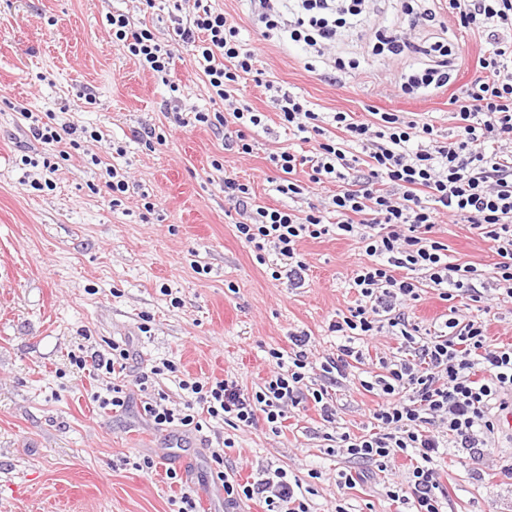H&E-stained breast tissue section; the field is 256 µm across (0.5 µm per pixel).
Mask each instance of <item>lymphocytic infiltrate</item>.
Listing matches in <instances>:
<instances>
[{
    "instance_id": "f902f5d3",
    "label": "lymphocytic infiltrate",
    "mask_w": 512,
    "mask_h": 512,
    "mask_svg": "<svg viewBox=\"0 0 512 512\" xmlns=\"http://www.w3.org/2000/svg\"><path fill=\"white\" fill-rule=\"evenodd\" d=\"M265 39L306 47L324 58L337 34L367 40L373 55L408 61L395 86L416 97L448 87L461 49L448 37L418 41L414 33L438 24L434 10L402 0L398 29L367 28L365 0H248ZM460 28L485 34L491 49L478 60L475 77L453 103L456 133L445 139L430 120L402 112H380L373 120L349 112L323 114L301 96L266 83L269 99L294 136L315 142L313 155L291 151L271 155L284 180L275 192L288 196L321 191V203L305 210H279L256 203L247 184L228 177L224 200L237 216L235 229L252 246L258 262L274 254L273 279L290 287L306 283L309 265L298 250L303 238L329 234L354 240L361 261L350 286L359 298L348 314L329 323L342 336L335 353L312 365L306 331L289 334L288 352L271 351L273 367L262 387L244 391L228 379L180 380L187 393L183 408L161 402L144 413L160 430L184 427L202 431L201 416L245 429L265 419L271 432L293 409L318 404L321 418L336 426L338 413L328 400L329 386L350 375L362 352L356 343L381 334L401 341L400 354L380 358L381 374L362 381L378 396L371 413L373 428L361 436L338 434L337 450L350 459L386 471L390 462L409 455L404 481L389 483L386 495L411 505L413 512H443L447 493L437 462L450 449L465 450L483 463L493 453L492 439L501 411L512 408V344L490 342L485 321L454 306L456 298L473 303L512 302V0H448ZM113 44L153 75L167 78L173 57L154 33L123 13L109 16ZM179 42L193 47L211 97L228 102L225 111L195 112L186 119L173 112L177 126L195 122L223 131L224 148L253 151L252 131L262 123L251 107L232 101L245 76L257 73L258 55L239 38V30L210 0H193L189 20L178 23ZM340 130L332 137L328 128ZM33 140L65 143L61 160H69L82 140H101L100 131L76 124L56 128L46 122L29 127ZM308 166L307 182L294 180L297 166ZM468 223L475 236L492 243L498 257L491 272L450 262L448 247L436 237L444 219ZM449 302L448 316L437 331L421 330L408 309L422 286ZM318 367L323 387L308 384ZM224 512L240 503L263 500L268 512H308L302 483L283 469L263 471L260 479L223 480Z\"/></svg>"
}]
</instances>
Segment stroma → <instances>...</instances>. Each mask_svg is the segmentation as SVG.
Masks as SVG:
<instances>
[{"instance_id": "obj_1", "label": "stroma", "mask_w": 512, "mask_h": 512, "mask_svg": "<svg viewBox=\"0 0 512 512\" xmlns=\"http://www.w3.org/2000/svg\"><path fill=\"white\" fill-rule=\"evenodd\" d=\"M176 0H0V512H172V499L190 493L206 512H224V491L213 472L246 481L264 468H283L309 486L310 512H409L391 501L385 486L404 476L409 460L398 457L395 473L346 458L324 440L320 409L291 412L279 433L265 423L235 430L211 422L202 431H159L143 411L165 394L179 407V380L232 379L255 391L271 369L270 350L288 348V333L311 335L313 363L334 352L339 339L328 330L337 314L354 306L350 279L359 262L355 241L336 235L306 238L299 245L309 271L304 287L276 281L237 235L224 209V178L251 184L258 204L306 209L313 195L288 198L270 183L283 174L269 160L290 149L311 154L312 144L289 135L272 107L265 82L304 97L321 112H408L432 120L450 135L453 93L476 75L475 60L488 48L485 36L458 31L461 55L447 92L408 98L392 79L401 61L372 55L367 41L338 37L335 53L361 60L357 74L305 67L303 47L265 39L246 0H212L254 49L262 81L246 79L238 105L263 115L248 155L226 151L224 136L200 125L178 127L161 112L169 99L162 84L112 44L108 16L132 15L169 46L170 82L180 89L183 113L223 110L211 100L193 51L174 39ZM95 103H87L86 92ZM53 114L100 130L48 172L31 150V117ZM159 127L164 144L149 151L131 132L142 121ZM124 154H116L115 146ZM32 164H24V156ZM221 162L215 170L213 162ZM122 169L130 189L120 206L110 204L106 167ZM153 202L145 214L144 201ZM437 236L451 260L491 270L498 257L467 223L441 225ZM171 296H164V289ZM179 304H171V297ZM149 332H141V324ZM128 344L133 359L125 376L170 360L175 372L152 380L123 411L93 398L106 381L79 372L70 355L110 353ZM400 343L378 336L342 385L329 389L343 431L367 433L377 396L360 385L378 373L380 357ZM223 464L211 459L224 439ZM154 472L138 470L144 457ZM176 469L178 481L165 476ZM369 472L367 483L346 489L340 472ZM446 512H512V479L477 477L465 453L442 461Z\"/></svg>"}]
</instances>
